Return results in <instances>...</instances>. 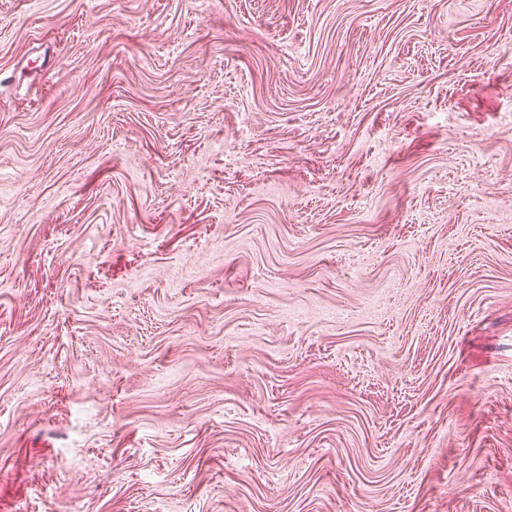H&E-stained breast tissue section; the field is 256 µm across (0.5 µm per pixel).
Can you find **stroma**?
I'll use <instances>...</instances> for the list:
<instances>
[{
    "label": "stroma",
    "instance_id": "35a3bbf8",
    "mask_svg": "<svg viewBox=\"0 0 512 512\" xmlns=\"http://www.w3.org/2000/svg\"><path fill=\"white\" fill-rule=\"evenodd\" d=\"M0 512H512V0H0Z\"/></svg>",
    "mask_w": 512,
    "mask_h": 512
}]
</instances>
